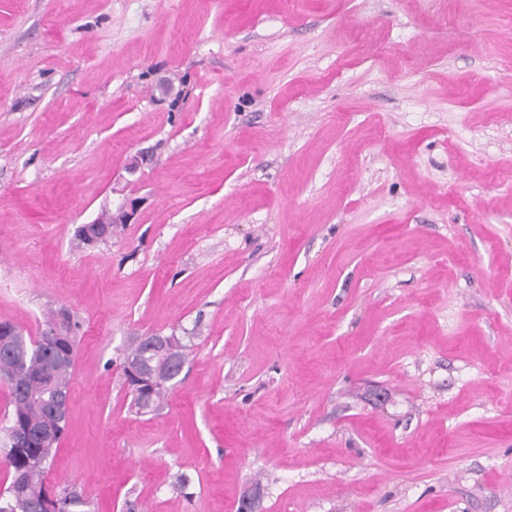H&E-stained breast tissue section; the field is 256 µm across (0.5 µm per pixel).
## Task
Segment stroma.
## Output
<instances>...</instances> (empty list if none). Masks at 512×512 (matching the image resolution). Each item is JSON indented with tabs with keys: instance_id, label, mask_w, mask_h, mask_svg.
Wrapping results in <instances>:
<instances>
[{
	"instance_id": "35a3bbf8",
	"label": "stroma",
	"mask_w": 512,
	"mask_h": 512,
	"mask_svg": "<svg viewBox=\"0 0 512 512\" xmlns=\"http://www.w3.org/2000/svg\"><path fill=\"white\" fill-rule=\"evenodd\" d=\"M61 308L100 512H512V0H0V319ZM115 209V210H114ZM139 210V200L131 196H125L122 201L112 210V221L114 224L101 222L102 225L112 227V231L119 226L122 228L125 224H131ZM176 351L172 352V356L168 360L169 363V376H172V380L175 379L178 375H180L183 371L184 365L182 364L181 360L176 358H182L184 363L187 361V355L184 350L187 346L184 345L180 338L176 340ZM128 353H126V356L124 357V364L123 369L126 371L128 377H133L137 380L142 381V385H153V382L158 377V372L155 371L152 367L144 366L138 361H134L131 357L127 356ZM166 360H162L161 357L156 358L152 364L156 367L160 368L161 371V382L158 383L154 389V398L151 402L144 399L143 395L141 394L140 390L137 389L133 383L126 378V383H128V387L130 389V393L132 395L131 405L135 409V413L139 415H147L150 413H153L157 410V408L160 406L162 401L165 398L166 390H167V379H170L169 376L163 375V371L166 367Z\"/></svg>"
}]
</instances>
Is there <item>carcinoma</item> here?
<instances>
[{"label": "carcinoma", "mask_w": 512, "mask_h": 512, "mask_svg": "<svg viewBox=\"0 0 512 512\" xmlns=\"http://www.w3.org/2000/svg\"><path fill=\"white\" fill-rule=\"evenodd\" d=\"M48 319L46 329L31 337L9 321H0V384L8 391V410L0 425V453L8 471V485L0 490V512H44L36 491L48 484V463L63 438L66 421L54 414L50 402L60 392H69L73 378L79 336V323H74L71 335L56 342L67 353L62 362L43 349L50 340ZM154 389L152 401L144 399L133 383H128L131 405L138 415L153 413L165 398L167 376ZM32 397H20V389ZM30 429L33 438L25 448L11 443L12 429L17 425ZM53 512H96L94 503L84 495L60 491L53 501Z\"/></svg>", "instance_id": "carcinoma-1"}]
</instances>
